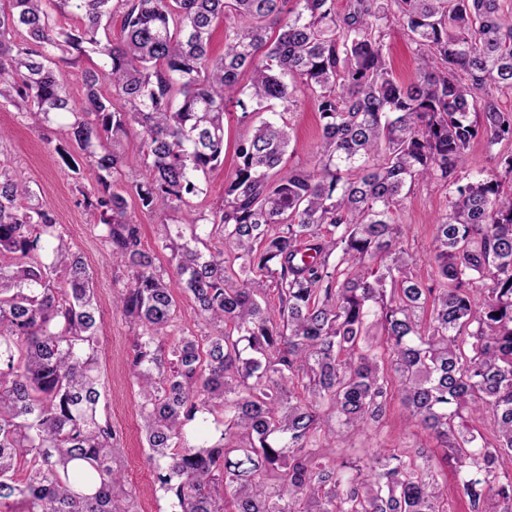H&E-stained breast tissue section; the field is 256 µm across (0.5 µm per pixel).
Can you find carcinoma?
I'll return each mask as SVG.
<instances>
[{"mask_svg":"<svg viewBox=\"0 0 512 512\" xmlns=\"http://www.w3.org/2000/svg\"><path fill=\"white\" fill-rule=\"evenodd\" d=\"M116 6L124 39L104 43ZM55 12L78 23L59 29ZM393 22L415 52L407 82L389 62ZM91 53L103 63L78 108L58 63ZM492 85L512 88V0H347L340 14L335 0H0V106L37 126L72 115L66 144L96 181L84 206L130 272L116 301L141 328L129 365L171 512H448V460L468 512H512V151L499 175L459 174L474 140L512 146ZM301 94L322 141L312 164L287 167L283 113ZM232 108L271 117L236 143L209 231L199 216L162 237L201 339L175 333L174 289L125 218L107 142L138 129L150 163L132 194L185 205L224 162ZM420 182L450 197L427 280L396 219ZM32 195L0 167V512H137L100 411L91 276ZM213 238L224 249L198 248ZM396 398L442 457L322 454Z\"/></svg>","mask_w":512,"mask_h":512,"instance_id":"cac0c4a2","label":"carcinoma"}]
</instances>
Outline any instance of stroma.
<instances>
[{
  "mask_svg": "<svg viewBox=\"0 0 512 512\" xmlns=\"http://www.w3.org/2000/svg\"><path fill=\"white\" fill-rule=\"evenodd\" d=\"M293 128V138L286 155L291 166H308L318 149L321 129L318 114L307 97H300L297 107L286 113ZM6 138L0 140V165L21 172L28 180L36 200L50 210L59 231L68 240L74 252L80 254L93 277L95 295L102 311L104 328L98 347V368L106 382L102 410L107 414L120 438L125 475L136 489L138 512H170L168 501L157 491L152 469L146 460L145 439L141 433L137 388L129 373V354L138 332L137 326L115 309V295L127 284L128 270L110 254L102 230L88 224V215L82 203V193L88 190L93 176L90 170L74 173L57 153L60 134L57 129H35L22 114L11 107L0 106V130ZM248 128L238 120L237 113L224 119V164L200 181V191L179 209L159 207L141 208L136 198H129L126 218L139 224L141 241L145 248L156 251L157 264L171 271L170 255L160 248L164 225L183 223L187 214L212 218L224 200V185L233 167L232 151L237 140ZM122 163L112 175L118 186L128 187L141 181L147 160L141 148L138 130H130L112 144ZM448 206V196L434 184L416 186L402 200L398 219L409 227V239L420 263L418 271L429 277L426 261L431 244L434 221ZM401 404H393L380 423L353 436L344 452L374 459L398 447L425 446V435L412 436L404 431Z\"/></svg>",
  "mask_w": 512,
  "mask_h": 512,
  "instance_id": "1",
  "label": "stroma"
}]
</instances>
